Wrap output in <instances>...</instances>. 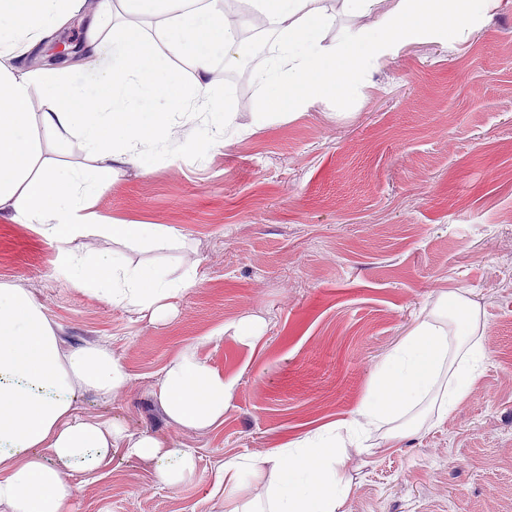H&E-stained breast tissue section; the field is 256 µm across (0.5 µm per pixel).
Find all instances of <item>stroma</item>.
I'll return each mask as SVG.
<instances>
[{
  "instance_id": "obj_1",
  "label": "stroma",
  "mask_w": 512,
  "mask_h": 512,
  "mask_svg": "<svg viewBox=\"0 0 512 512\" xmlns=\"http://www.w3.org/2000/svg\"><path fill=\"white\" fill-rule=\"evenodd\" d=\"M242 34L257 38L251 58L212 71L237 134L201 156L180 132L144 145L90 208L99 224L177 229L166 251L90 243L172 278L197 267L173 316L153 323L74 288L55 246L0 211V282L43 306L63 347L107 348L128 375L112 400L79 395L81 416L173 437L198 461L173 489L113 451L71 512H209L224 459L351 419L420 309L458 289L484 312L482 372L443 419L343 449L341 512H512V0L470 36L405 41L348 98L280 108L259 129L274 37ZM247 314L263 326L253 342L227 330ZM188 348L230 386L221 425L180 428L155 394Z\"/></svg>"
}]
</instances>
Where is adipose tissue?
Returning <instances> with one entry per match:
<instances>
[{
	"label": "adipose tissue",
	"mask_w": 512,
	"mask_h": 512,
	"mask_svg": "<svg viewBox=\"0 0 512 512\" xmlns=\"http://www.w3.org/2000/svg\"><path fill=\"white\" fill-rule=\"evenodd\" d=\"M84 0H0V208L47 242L70 283L158 321L173 315L198 280L197 268L175 278L148 265L88 254L85 240L142 241L162 249L177 240L163 224H92L87 209L120 166L140 160L143 143L174 132L173 116L194 125L201 109L211 123L197 150L223 144L232 113H220L211 78L217 51L246 56L239 27L266 24L275 33L271 59L256 76L263 127L271 108L299 106L328 92L343 98L363 71L397 56L405 39L436 43L474 31L497 0H339L342 13L362 19L343 40L325 34L336 20L328 0H245L230 20L221 0H100L73 74L24 72L14 64L82 8ZM193 71L192 84L173 65ZM42 110H27L32 91ZM45 138L77 136L99 166L40 162L33 121ZM481 307L468 292L451 291L422 310L381 360L352 420L339 421L285 444L272 456L225 460L218 487L224 512H338L349 486L338 476L339 450L365 447L372 433L395 440L445 416L469 392L485 353ZM128 382L103 347H61L41 306L22 288L0 283V506L8 512H69L79 476L107 465L115 448L151 460L162 483L175 488L197 470L192 449L156 434H129L116 423L89 422L76 413L80 393L109 400ZM224 375L183 351L164 369L157 395L169 417L186 429L224 420Z\"/></svg>",
	"instance_id": "obj_1"
}]
</instances>
